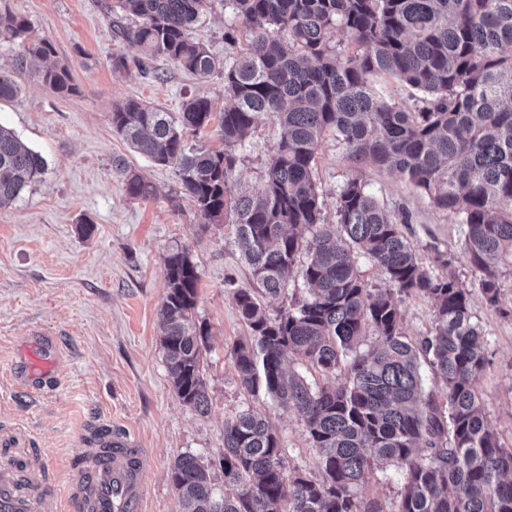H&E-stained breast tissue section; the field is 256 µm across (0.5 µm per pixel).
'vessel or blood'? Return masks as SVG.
<instances>
[{
    "label": "vessel or blood",
    "mask_w": 512,
    "mask_h": 512,
    "mask_svg": "<svg viewBox=\"0 0 512 512\" xmlns=\"http://www.w3.org/2000/svg\"><path fill=\"white\" fill-rule=\"evenodd\" d=\"M20 462L33 480L52 469L47 458L32 448L17 449ZM148 458L135 439L100 426L98 438L79 443L67 466L66 503L73 512H143L144 474ZM35 497L20 499L0 486V512H39Z\"/></svg>",
    "instance_id": "b4317fda"
}]
</instances>
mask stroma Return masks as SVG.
<instances>
[{"mask_svg": "<svg viewBox=\"0 0 512 512\" xmlns=\"http://www.w3.org/2000/svg\"><path fill=\"white\" fill-rule=\"evenodd\" d=\"M112 0H0L26 19L33 37L51 42V63L67 67L78 92L61 95L42 86L34 68L19 74V95L0 101V123L47 161L42 179L11 206L0 208V443L36 448L53 471L38 488L42 512H67L64 470L78 439L102 424L130 435L149 457L143 512H179L169 479L184 452L207 461L224 453V420L245 408L265 414L286 450L287 471L320 475L318 453L295 411L254 400L241 387L230 350L248 331L226 288L253 287L234 244V227L211 224L179 197L174 167L155 164L113 132L112 108L134 97L171 115L193 96L224 105V80H200L157 59L156 76L115 69L112 58L139 56L138 47L113 39L106 10ZM224 0H209L189 36L224 58ZM279 127L263 117L244 149L236 177L260 187ZM122 158L156 187L153 197L126 195L112 170ZM353 172L342 145L327 138L314 168L323 213L334 220L336 195ZM369 189L387 206L405 205L403 231L422 265L440 273L437 252L455 256L454 269L471 291L473 319L487 339L489 364L476 383L500 441L512 447V262L500 265L499 302L488 305L478 273L462 248V225L435 210L398 174L365 171ZM93 224L78 231L80 219ZM187 247L198 267L197 320L211 329L204 380L209 411L199 414L175 394L160 347V305L166 291L163 257ZM404 475L387 465L367 475L365 497L392 512Z\"/></svg>", "mask_w": 512, "mask_h": 512, "instance_id": "35a3bbf8", "label": "stroma"}]
</instances>
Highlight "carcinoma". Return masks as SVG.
I'll return each instance as SVG.
<instances>
[{
  "label": "carcinoma",
  "mask_w": 512,
  "mask_h": 512,
  "mask_svg": "<svg viewBox=\"0 0 512 512\" xmlns=\"http://www.w3.org/2000/svg\"><path fill=\"white\" fill-rule=\"evenodd\" d=\"M207 2L112 0L109 25L114 39L141 48L135 67L144 76L158 58L198 79L224 75V150L187 146L214 120L201 96L185 100L176 119L129 98L112 109V128L135 152L175 167L179 193L209 222L232 217L240 258L264 296L285 295L293 273L302 281L306 294L271 312L228 280L248 329L231 357L249 395L299 415L321 478L287 473L280 436L247 408L224 420L218 462L191 452L174 460L179 512H384L359 495L379 463L404 475L393 512H512V448L499 442L476 391L486 338L454 254H436L445 275L424 268L401 228L409 212L387 210L360 171L340 186L336 220L327 221L313 178L328 135L356 166L399 174L464 226L463 251L485 301L496 305L500 263L512 259V0H227L233 19L224 39L235 46L242 35L246 46L222 61L187 34ZM334 30L347 34L344 47L329 43ZM30 32L26 20L0 13V43L25 46L16 71L54 54ZM39 78L57 93H78L65 67ZM390 78L417 92L411 105L387 97ZM20 91L0 69V100ZM268 114L280 138L261 187L241 192L237 151ZM112 168L129 197L153 196L152 183L124 160ZM46 169L40 153L0 124V207ZM359 257L384 271V286H368ZM164 268V361L177 396L204 414L210 328L196 319L200 275L185 247L168 250ZM403 295L432 304V328L417 340L403 326ZM369 334L374 345L358 351ZM294 360L304 370L290 369ZM338 371L346 381H328ZM428 371L444 383L441 403L426 389ZM313 373L326 381H310Z\"/></svg>",
  "instance_id": "cac0c4a2"
}]
</instances>
